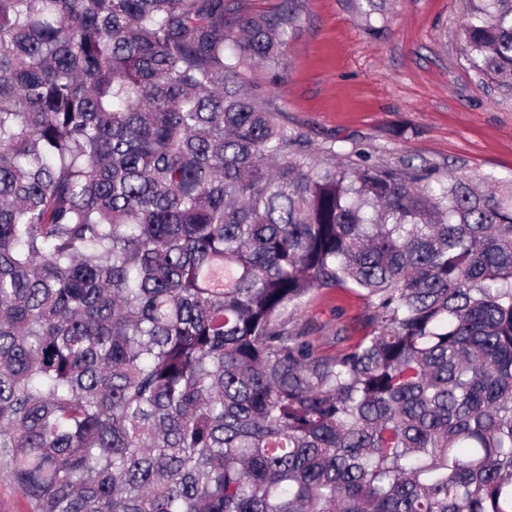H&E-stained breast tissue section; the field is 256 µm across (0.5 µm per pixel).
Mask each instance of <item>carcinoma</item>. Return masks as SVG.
<instances>
[{
	"label": "carcinoma",
	"mask_w": 512,
	"mask_h": 512,
	"mask_svg": "<svg viewBox=\"0 0 512 512\" xmlns=\"http://www.w3.org/2000/svg\"><path fill=\"white\" fill-rule=\"evenodd\" d=\"M0 0V465L29 512H512V182L320 161L299 23ZM464 51L512 91V0ZM346 288L368 331L293 323ZM372 313L366 301L347 289L315 291L294 316L324 351L335 353L362 336L366 317ZM338 334V335H337ZM340 336L336 342L335 337Z\"/></svg>",
	"instance_id": "carcinoma-1"
}]
</instances>
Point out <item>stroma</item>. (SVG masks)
I'll list each match as a JSON object with an SVG mask.
<instances>
[{
  "instance_id": "1",
  "label": "stroma",
  "mask_w": 512,
  "mask_h": 512,
  "mask_svg": "<svg viewBox=\"0 0 512 512\" xmlns=\"http://www.w3.org/2000/svg\"><path fill=\"white\" fill-rule=\"evenodd\" d=\"M464 0H297L280 74L247 88L316 158L447 179L512 180V96L488 89L463 53ZM371 310L347 289L315 291L294 317L324 351L363 334Z\"/></svg>"
}]
</instances>
